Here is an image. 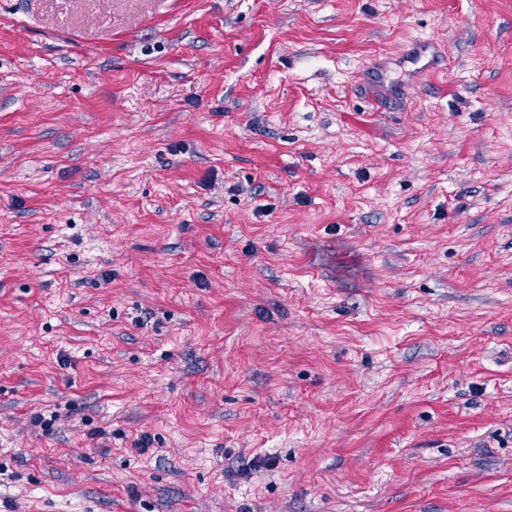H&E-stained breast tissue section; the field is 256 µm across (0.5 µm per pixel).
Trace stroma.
<instances>
[{"label": "stroma", "instance_id": "stroma-1", "mask_svg": "<svg viewBox=\"0 0 512 512\" xmlns=\"http://www.w3.org/2000/svg\"><path fill=\"white\" fill-rule=\"evenodd\" d=\"M0 512H512V0H0Z\"/></svg>", "mask_w": 512, "mask_h": 512}]
</instances>
